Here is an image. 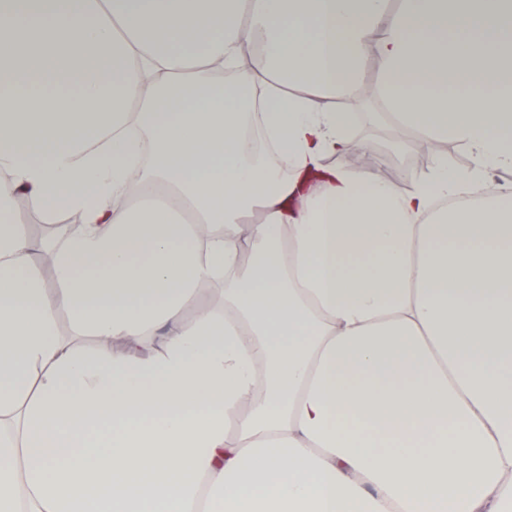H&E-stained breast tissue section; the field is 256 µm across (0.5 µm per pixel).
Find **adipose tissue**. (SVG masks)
I'll return each instance as SVG.
<instances>
[{
    "label": "adipose tissue",
    "instance_id": "adipose-tissue-1",
    "mask_svg": "<svg viewBox=\"0 0 512 512\" xmlns=\"http://www.w3.org/2000/svg\"><path fill=\"white\" fill-rule=\"evenodd\" d=\"M511 167L512 0H0V512H512ZM340 106L344 107L347 112L354 113L360 120V142L370 145L372 140L385 136L388 132L397 135L393 126L385 119H380V114L385 110L375 102L370 105L359 101L356 94L346 95L339 99ZM379 109L383 112H376ZM380 157L383 159L386 171L389 172H397L403 175V172L407 169H411L412 172L425 170L416 165V154L412 153L409 146L398 148L396 144L391 151L380 154Z\"/></svg>",
    "mask_w": 512,
    "mask_h": 512
}]
</instances>
